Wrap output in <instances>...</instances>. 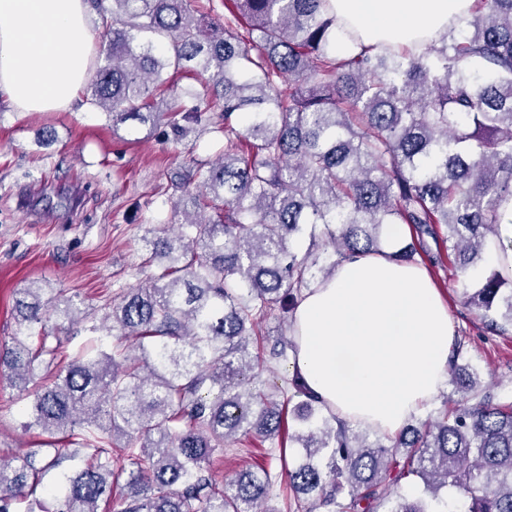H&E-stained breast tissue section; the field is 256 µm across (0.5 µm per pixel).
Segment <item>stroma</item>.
Listing matches in <instances>:
<instances>
[{
	"label": "stroma",
	"mask_w": 512,
	"mask_h": 512,
	"mask_svg": "<svg viewBox=\"0 0 512 512\" xmlns=\"http://www.w3.org/2000/svg\"><path fill=\"white\" fill-rule=\"evenodd\" d=\"M221 134L205 132L194 149L162 131L129 122L113 129L105 116L80 104L70 112L0 116V344L16 329L18 289L45 280L79 294L103 314L122 289L145 283L142 238L172 217L170 180L191 160L214 159ZM448 305L465 363L476 367L484 389L512 399V332L487 333L465 303L453 265L432 269ZM27 407L17 390L0 384V457L35 447ZM268 443L241 436L225 449L224 478L250 469L279 470Z\"/></svg>",
	"instance_id": "1"
}]
</instances>
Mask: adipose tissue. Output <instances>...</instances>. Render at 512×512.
I'll return each instance as SVG.
<instances>
[{
  "label": "adipose tissue",
  "mask_w": 512,
  "mask_h": 512,
  "mask_svg": "<svg viewBox=\"0 0 512 512\" xmlns=\"http://www.w3.org/2000/svg\"><path fill=\"white\" fill-rule=\"evenodd\" d=\"M336 51L388 45L419 51L475 0H329ZM88 0H0V101L17 113L68 112L87 82L95 44L78 49ZM410 234L385 227L382 254L341 261L292 313L289 373L351 424L396 433L448 379L453 322L426 268L392 259Z\"/></svg>",
  "instance_id": "ef3b65f1"
}]
</instances>
